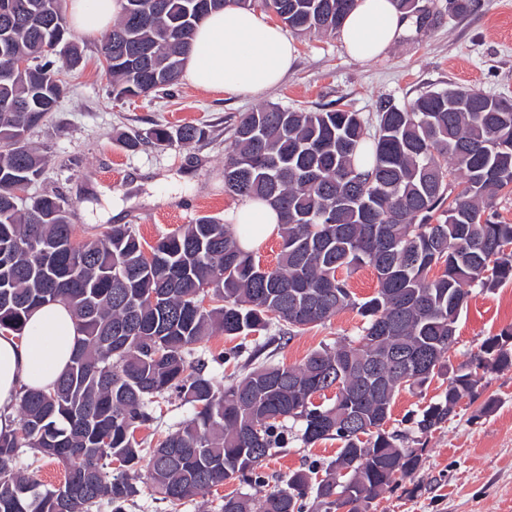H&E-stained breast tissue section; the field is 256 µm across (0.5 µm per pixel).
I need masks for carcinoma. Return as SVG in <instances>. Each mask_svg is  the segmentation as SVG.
Masks as SVG:
<instances>
[{
  "label": "carcinoma",
  "mask_w": 512,
  "mask_h": 512,
  "mask_svg": "<svg viewBox=\"0 0 512 512\" xmlns=\"http://www.w3.org/2000/svg\"><path fill=\"white\" fill-rule=\"evenodd\" d=\"M0 11V332L21 331L38 308L59 302L75 318L70 366L53 389L20 392L19 427L0 431V512H128L147 485L172 512L227 481L264 480L263 461L289 439L341 443L318 475L294 470L263 499L260 512H370L397 477L417 473L423 439L442 427L465 397H478V371L512 368V326L487 338L457 366L451 344L469 289L512 281V224L496 200L512 194V101L450 86L409 106L388 104L371 125L349 109L295 110L277 104L236 122L224 160V191L268 202L280 215L276 264L241 248L253 226L202 216L145 251L129 224L74 240L60 195L32 197L43 169L26 139L66 93L50 55L72 65L76 41L63 0H14ZM101 43L112 98L147 96L178 83L194 30L227 0H121ZM356 0H262L298 35H336ZM27 59L24 70L10 67ZM195 126L161 124L135 150L190 144ZM371 268L374 295L362 300L340 270ZM437 274H432L433 270ZM207 305H202L204 298ZM352 309L359 334L315 350L297 367L255 363L247 337L276 329L295 335ZM219 331L242 338L217 364L249 365L218 384L195 346ZM405 352L431 372L404 378L391 359ZM448 388L410 426L389 430L392 404L405 389L440 376ZM335 396L317 404L328 389ZM174 394L191 415L155 447L135 438L157 420L151 404ZM419 448H413V445ZM57 461L64 480L45 486L17 468L20 454ZM116 461L115 472L105 460ZM350 468L336 483V464ZM221 512H252L249 496L224 495Z\"/></svg>",
  "instance_id": "1"
}]
</instances>
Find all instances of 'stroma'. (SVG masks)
I'll list each match as a JSON object with an SVG mask.
<instances>
[{
    "instance_id": "stroma-1",
    "label": "stroma",
    "mask_w": 512,
    "mask_h": 512,
    "mask_svg": "<svg viewBox=\"0 0 512 512\" xmlns=\"http://www.w3.org/2000/svg\"><path fill=\"white\" fill-rule=\"evenodd\" d=\"M434 14L431 26L402 37L384 56L367 64L351 60L336 36H295L298 58L287 77L263 96L204 91L187 81L132 101L113 100L98 47L101 37L81 36L82 59L68 69L53 60L70 91L43 125L27 136L45 159L30 195L57 193L71 207L74 235H102L113 224H129L147 243L207 215L220 220L237 206L224 191V158L232 128L247 112L269 105L304 110L349 108L375 119L381 102L403 106L428 90L461 86L512 99V0H480L463 15L448 0H422ZM161 123L203 127L202 141L130 151L121 135L146 132ZM187 185L180 200L164 195ZM361 318L345 310L330 321L280 340L261 358L297 366L321 344L359 332ZM512 325V283L472 289L453 344L455 362L469 360L488 337ZM481 398L462 400L455 413L427 438L421 470L379 496L371 512H512V369L484 374ZM494 400L482 412L484 400ZM155 423L135 436L154 447L190 415L175 396L154 405ZM339 443L311 446L290 440L262 466L267 478L334 460Z\"/></svg>"
}]
</instances>
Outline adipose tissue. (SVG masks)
Returning a JSON list of instances; mask_svg holds the SVG:
<instances>
[{
	"label": "adipose tissue",
	"mask_w": 512,
	"mask_h": 512,
	"mask_svg": "<svg viewBox=\"0 0 512 512\" xmlns=\"http://www.w3.org/2000/svg\"><path fill=\"white\" fill-rule=\"evenodd\" d=\"M70 10L73 25L93 35L120 15L121 0H71ZM408 26L394 0H358L340 39L350 58L366 62L384 55ZM296 56L293 40L280 25L256 10L229 6L196 28L183 77L206 91L262 95L282 81ZM231 218L259 225L258 235L243 244L247 250L279 233L280 216L263 201H245ZM76 338L74 319L61 304L36 310L22 334L0 336V430L8 428L7 415L21 389L52 390L70 363Z\"/></svg>",
	"instance_id": "obj_1"
}]
</instances>
